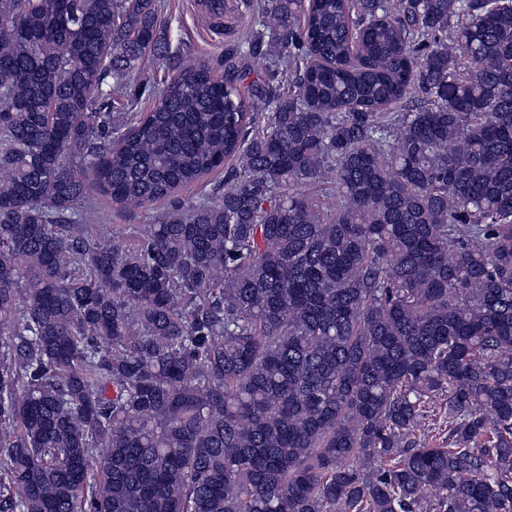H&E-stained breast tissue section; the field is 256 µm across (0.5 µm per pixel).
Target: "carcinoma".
<instances>
[{
	"label": "carcinoma",
	"instance_id": "carcinoma-1",
	"mask_svg": "<svg viewBox=\"0 0 512 512\" xmlns=\"http://www.w3.org/2000/svg\"><path fill=\"white\" fill-rule=\"evenodd\" d=\"M157 21L0 0V512H512V0H262L137 114ZM232 167L224 164L220 170L204 176L199 181L178 189L172 196L161 199L149 207L122 208L112 202L110 196L102 193L92 181V175L87 174L89 197L96 208L102 214L99 215L101 223L89 222L86 224H111L109 233L123 239L131 228H137L140 224H152L153 218L164 215L173 210L174 203L189 204L202 196H216L224 192V180L226 172Z\"/></svg>",
	"mask_w": 512,
	"mask_h": 512
}]
</instances>
